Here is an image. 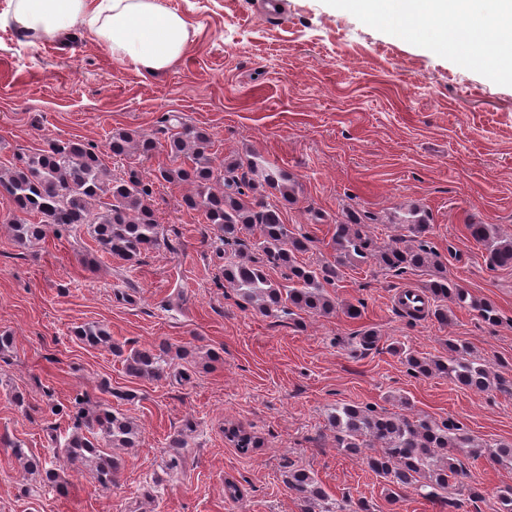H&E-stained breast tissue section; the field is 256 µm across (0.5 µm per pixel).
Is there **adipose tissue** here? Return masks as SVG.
<instances>
[{
  "label": "adipose tissue",
  "instance_id": "obj_1",
  "mask_svg": "<svg viewBox=\"0 0 512 512\" xmlns=\"http://www.w3.org/2000/svg\"><path fill=\"white\" fill-rule=\"evenodd\" d=\"M369 17L383 20L394 7L410 28L427 23L449 43L463 46L471 59L512 71V0H494L493 15L480 0H354ZM12 19L27 35L52 36L81 27L116 56L147 72L167 68L185 51L188 29L177 13L155 0H14Z\"/></svg>",
  "mask_w": 512,
  "mask_h": 512
}]
</instances>
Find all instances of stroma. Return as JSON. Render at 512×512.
<instances>
[{
  "instance_id": "stroma-1",
  "label": "stroma",
  "mask_w": 512,
  "mask_h": 512,
  "mask_svg": "<svg viewBox=\"0 0 512 512\" xmlns=\"http://www.w3.org/2000/svg\"><path fill=\"white\" fill-rule=\"evenodd\" d=\"M189 30L182 56L147 73L113 57L83 28L34 39L0 0V166L54 139L105 147L112 129L167 140L165 120L208 130L217 158L248 151L286 168L300 184L284 223L304 225L306 258L331 260L334 226L349 212L374 217L380 241L401 235L394 216L417 207L450 280L491 301V327L469 308L452 321L408 322L395 312L401 289L427 276L396 278L365 264L345 269L333 293L362 302L343 313L274 319L241 309L224 286V262L210 246L214 229L182 207L186 185H155L153 205L171 247L134 266L101 259L89 236H47L20 246L0 225V512H301L282 482L289 466L313 472L331 498L365 501L370 512H441L413 489L390 493L362 458L336 446L328 420L336 404L453 420L487 448L512 444V395H478L445 377H417L389 350L405 343L443 355L455 337L491 369L512 363V268H490L473 222L512 237V73L467 61L430 29L369 19L351 0H157ZM107 326L113 342L180 350L167 379L128 377L118 358L80 343L73 329ZM372 328L377 350L355 359L339 338ZM133 393L120 412L138 424L140 445L122 449L117 483L102 486L85 467L68 468L67 495L24 478L10 442L52 454L80 393L103 397L101 383ZM197 431L166 466L169 441L186 419ZM252 430L248 455L224 439V426ZM483 490L480 512H494L512 468L465 461Z\"/></svg>"
}]
</instances>
